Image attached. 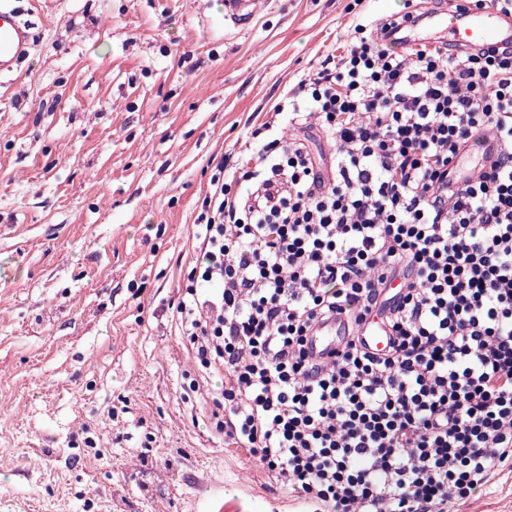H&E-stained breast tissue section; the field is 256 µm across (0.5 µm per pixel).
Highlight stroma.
<instances>
[{"label":"stroma","mask_w":512,"mask_h":512,"mask_svg":"<svg viewBox=\"0 0 512 512\" xmlns=\"http://www.w3.org/2000/svg\"><path fill=\"white\" fill-rule=\"evenodd\" d=\"M404 0H57L0 79V512H318L215 428L175 308L218 160ZM197 392L185 394L190 382ZM448 512H512V471ZM266 0H224V17L237 27L249 25L267 7Z\"/></svg>","instance_id":"stroma-1"}]
</instances>
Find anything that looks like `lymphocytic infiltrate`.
<instances>
[{"label": "lymphocytic infiltrate", "mask_w": 512, "mask_h": 512, "mask_svg": "<svg viewBox=\"0 0 512 512\" xmlns=\"http://www.w3.org/2000/svg\"><path fill=\"white\" fill-rule=\"evenodd\" d=\"M274 106L258 156L211 179L176 307L217 429L327 512H447L512 468V49L407 53L365 37ZM317 119L322 166L281 119ZM489 169L449 184L484 136ZM404 291H385L395 279ZM384 310V356L351 337L329 365L306 336Z\"/></svg>", "instance_id": "1"}]
</instances>
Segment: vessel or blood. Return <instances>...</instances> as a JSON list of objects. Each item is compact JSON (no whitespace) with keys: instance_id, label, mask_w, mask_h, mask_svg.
Returning a JSON list of instances; mask_svg holds the SVG:
<instances>
[{"instance_id":"1","label":"vessel or blood","mask_w":512,"mask_h":512,"mask_svg":"<svg viewBox=\"0 0 512 512\" xmlns=\"http://www.w3.org/2000/svg\"><path fill=\"white\" fill-rule=\"evenodd\" d=\"M267 6V0H224V17L235 26L249 25ZM447 31L454 48L479 49L512 47V15L491 9L463 5L459 10H434L423 13L417 21L395 23L384 27L380 36L392 49L408 47L416 32ZM34 41L33 26L13 0H0V74L15 73L28 58ZM357 334L368 351L383 354L389 348L390 330L385 315L376 311L367 316L358 328H350L344 317L317 324L306 341V350L313 362L331 361L341 352L350 336Z\"/></svg>"}]
</instances>
